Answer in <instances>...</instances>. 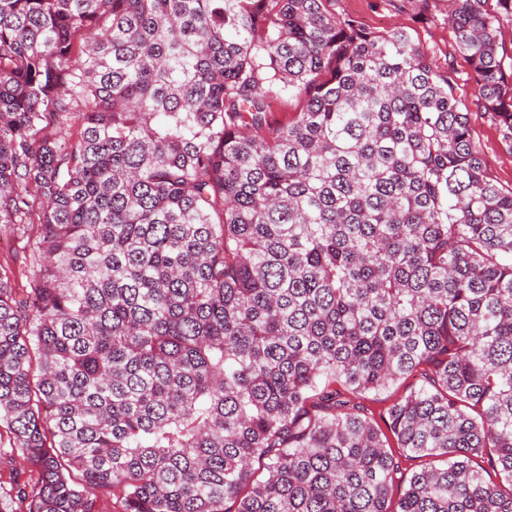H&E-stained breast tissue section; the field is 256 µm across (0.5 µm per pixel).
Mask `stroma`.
<instances>
[{
  "mask_svg": "<svg viewBox=\"0 0 512 512\" xmlns=\"http://www.w3.org/2000/svg\"><path fill=\"white\" fill-rule=\"evenodd\" d=\"M337 13L376 31L402 28L410 32L435 68L454 70L461 85L464 103L470 113L472 134L493 179L502 187L512 188V147L502 142L493 121L478 100L469 79L470 67L458 52L453 30L447 21L448 0H336ZM0 233V269L7 271L14 288L25 287L30 271L26 265L28 237ZM12 435L0 423V485L11 486L14 480L36 484L38 474L27 465L21 454L12 452Z\"/></svg>",
  "mask_w": 512,
  "mask_h": 512,
  "instance_id": "35a3bbf8",
  "label": "stroma"
}]
</instances>
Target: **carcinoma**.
Listing matches in <instances>:
<instances>
[{
	"label": "carcinoma",
	"mask_w": 512,
	"mask_h": 512,
	"mask_svg": "<svg viewBox=\"0 0 512 512\" xmlns=\"http://www.w3.org/2000/svg\"><path fill=\"white\" fill-rule=\"evenodd\" d=\"M332 2L0 0V512H512V189L454 72ZM448 24L512 145V0ZM416 373L387 428L442 465L394 500L356 399ZM37 224L29 226L28 234L22 238L17 235L0 233V269L7 271L12 286L24 288L30 271L26 265L27 240L32 242L37 234ZM12 434L3 422L0 423V483L10 488L14 480L25 481L30 487L37 483L38 473L27 465L21 453L11 452Z\"/></svg>",
	"instance_id": "1"
}]
</instances>
